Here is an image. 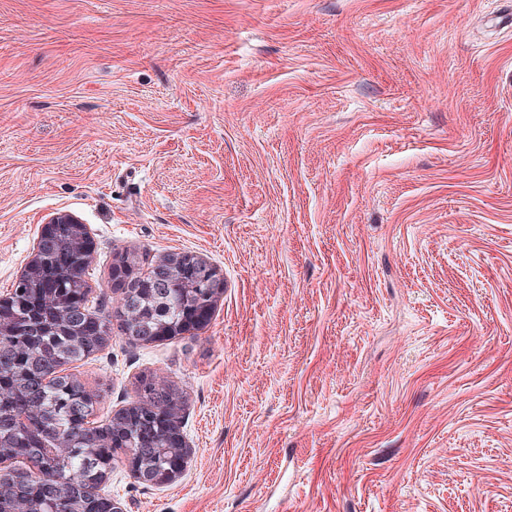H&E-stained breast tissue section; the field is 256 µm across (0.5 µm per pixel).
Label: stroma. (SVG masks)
Listing matches in <instances>:
<instances>
[{"instance_id":"1","label":"stroma","mask_w":512,"mask_h":512,"mask_svg":"<svg viewBox=\"0 0 512 512\" xmlns=\"http://www.w3.org/2000/svg\"><path fill=\"white\" fill-rule=\"evenodd\" d=\"M512 0H0V296L69 213L191 252L195 336L76 368L179 388L183 474L124 512H512Z\"/></svg>"}]
</instances>
